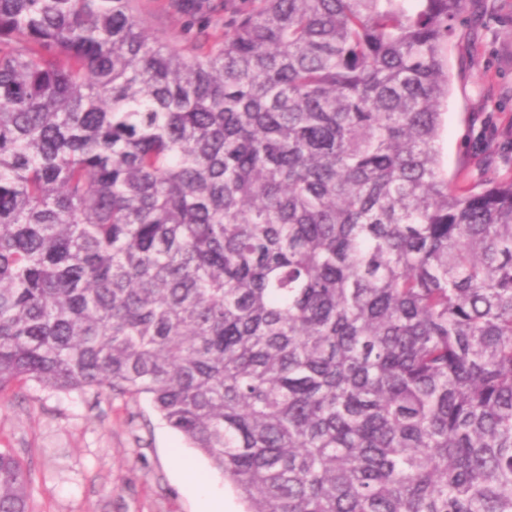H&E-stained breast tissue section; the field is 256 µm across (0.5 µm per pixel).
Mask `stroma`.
I'll return each mask as SVG.
<instances>
[{
    "mask_svg": "<svg viewBox=\"0 0 512 512\" xmlns=\"http://www.w3.org/2000/svg\"><path fill=\"white\" fill-rule=\"evenodd\" d=\"M140 0L151 35L180 49L221 41L224 0ZM442 154L469 183L512 176V0H467L448 46ZM0 448L31 470L36 512H198L219 491L243 505L208 458L161 419L145 394L110 398L29 382L0 398ZM192 476L194 486L181 484Z\"/></svg>",
    "mask_w": 512,
    "mask_h": 512,
    "instance_id": "35a3bbf8",
    "label": "stroma"
}]
</instances>
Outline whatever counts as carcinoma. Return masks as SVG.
Instances as JSON below:
<instances>
[{
  "label": "carcinoma",
  "mask_w": 512,
  "mask_h": 512,
  "mask_svg": "<svg viewBox=\"0 0 512 512\" xmlns=\"http://www.w3.org/2000/svg\"><path fill=\"white\" fill-rule=\"evenodd\" d=\"M0 0V396L150 395L243 512H512V178L442 161L464 0ZM0 448V512H34ZM139 12L148 32L166 39L180 49L201 46L224 39V0H208L217 12L201 14L192 0H138ZM191 26H189V23Z\"/></svg>",
  "instance_id": "obj_1"
}]
</instances>
